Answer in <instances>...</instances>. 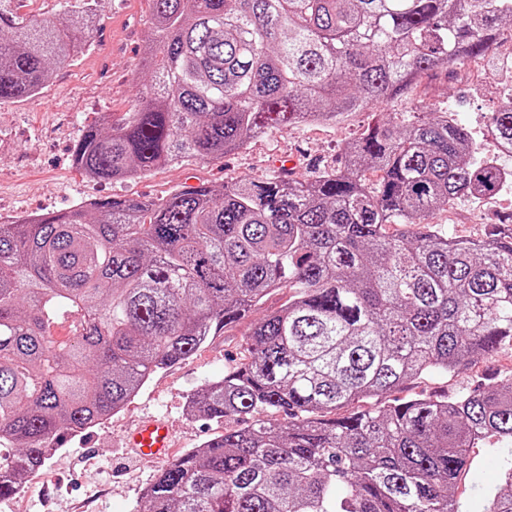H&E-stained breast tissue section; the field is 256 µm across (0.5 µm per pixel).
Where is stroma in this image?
<instances>
[{"mask_svg":"<svg viewBox=\"0 0 512 512\" xmlns=\"http://www.w3.org/2000/svg\"><path fill=\"white\" fill-rule=\"evenodd\" d=\"M150 0H97L96 21L79 34L83 48L67 64L54 67L34 97L0 104V219L71 208L105 196L159 199L181 186L216 187L241 179L278 174L281 158L295 161L297 178H309L342 160L346 143L371 121V112H354L334 125L303 123L285 132L257 138L247 149L221 159L193 156L128 181L99 182L72 161L73 146L84 127L100 116L130 111L141 84L140 61L152 34ZM512 94V28L504 29L493 61L480 68L453 67L432 74L421 88L382 104L385 112H454L479 145L480 156L496 158L512 171V155L497 153L487 121L502 99ZM512 214V190L475 200L461 197L435 213L433 223L460 238L480 237L486 225ZM287 290L270 294L238 323L212 336L188 360L157 371L120 412L70 438L40 476L14 497L0 500V512H133L157 464L132 458L121 447L127 427L151 414L172 426L176 453L196 448L221 433L222 423L191 419L188 396L207 381L223 376L243 354L247 334L258 318L287 302ZM512 376V351H502L452 376L435 375L389 393V400L453 394L487 379ZM458 496L472 512L498 474L497 452L476 448Z\"/></svg>","mask_w":512,"mask_h":512,"instance_id":"stroma-1","label":"stroma"}]
</instances>
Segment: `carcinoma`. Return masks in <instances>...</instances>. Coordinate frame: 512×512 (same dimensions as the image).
<instances>
[{
  "label": "carcinoma",
  "mask_w": 512,
  "mask_h": 512,
  "mask_svg": "<svg viewBox=\"0 0 512 512\" xmlns=\"http://www.w3.org/2000/svg\"><path fill=\"white\" fill-rule=\"evenodd\" d=\"M23 2L0 0V102L37 94L76 51L68 25L20 14ZM151 4L133 110L74 145L93 180L369 111L487 60L512 22V0ZM94 5L65 2L85 25ZM488 133L512 154V98ZM511 184L455 113H376L344 165L311 179L201 183L0 224V498L46 468L61 436L99 425L286 288L240 361L189 397L188 417L224 431L160 469L134 512H461L480 446L501 461L476 512H512V379L382 401L512 348V225L462 241L429 222Z\"/></svg>",
  "instance_id": "carcinoma-1"
}]
</instances>
